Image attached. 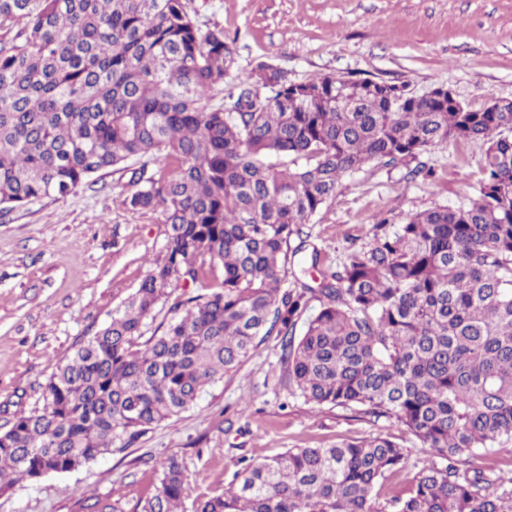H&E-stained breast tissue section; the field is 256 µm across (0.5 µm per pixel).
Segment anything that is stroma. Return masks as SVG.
<instances>
[{
    "label": "stroma",
    "instance_id": "stroma-1",
    "mask_svg": "<svg viewBox=\"0 0 512 512\" xmlns=\"http://www.w3.org/2000/svg\"><path fill=\"white\" fill-rule=\"evenodd\" d=\"M201 29L233 39L239 66L270 60L290 79L326 74L409 83L422 96L445 87L473 110L512 100V0H185ZM483 141L449 142L420 155L428 178L372 163L345 176L307 226L308 247L337 260L365 243L375 215L394 219L472 197ZM129 161L97 173L75 194L0 210V432L17 413L43 405L42 387L80 345L112 319L149 267L166 255L157 211L125 205L136 188ZM158 169V162L145 165ZM278 339L264 338L237 373L206 386L179 416L152 427L123 452L88 466L23 480L0 494V512H137L160 462L184 464L183 501L220 494L246 466L290 448L382 433L402 440L405 470L383 493L413 483L424 449L387 421L317 406L277 381Z\"/></svg>",
    "mask_w": 512,
    "mask_h": 512
}]
</instances>
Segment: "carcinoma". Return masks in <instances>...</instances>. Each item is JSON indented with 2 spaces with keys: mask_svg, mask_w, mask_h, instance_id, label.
<instances>
[{
  "mask_svg": "<svg viewBox=\"0 0 512 512\" xmlns=\"http://www.w3.org/2000/svg\"><path fill=\"white\" fill-rule=\"evenodd\" d=\"M10 22L0 207L161 157L124 203L161 209L169 233L164 263L66 357L42 408L0 433L1 493L178 416L275 334L290 394L383 418L427 449L415 483L379 501L407 457L378 434L290 448L194 512H512V476L473 464L512 441V101L471 110L406 83L296 82L270 62L241 76L224 29L201 30L183 0H0V26ZM215 92L221 104H204ZM450 140L487 144L468 202L377 216L338 264L312 252L321 288L286 286L291 241L343 177ZM158 308L171 318L146 339ZM183 484V462L168 457L139 512H183Z\"/></svg>",
  "mask_w": 512,
  "mask_h": 512,
  "instance_id": "obj_1",
  "label": "carcinoma"
}]
</instances>
